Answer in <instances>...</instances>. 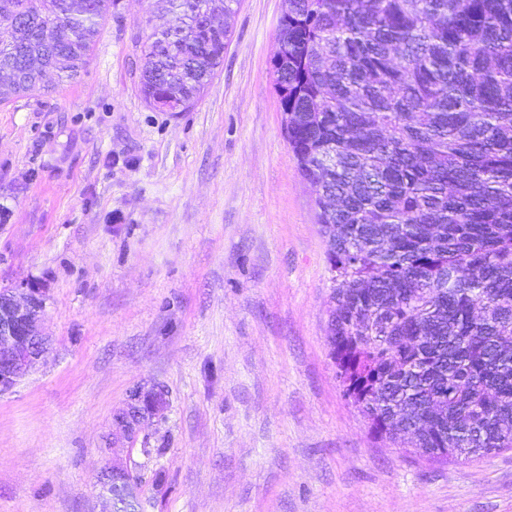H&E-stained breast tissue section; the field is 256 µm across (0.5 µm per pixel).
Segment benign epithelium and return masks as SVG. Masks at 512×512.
Returning <instances> with one entry per match:
<instances>
[{"mask_svg": "<svg viewBox=\"0 0 512 512\" xmlns=\"http://www.w3.org/2000/svg\"><path fill=\"white\" fill-rule=\"evenodd\" d=\"M44 308L38 288L0 291V392L11 390L45 351V339L38 334V322ZM143 390L129 393L124 408L113 415L116 430L112 447L123 448L126 455L112 460V479L124 484L128 493H136L133 476L138 464L133 451L146 420L161 414L158 408L145 415L140 411Z\"/></svg>", "mask_w": 512, "mask_h": 512, "instance_id": "7a95c632", "label": "benign epithelium"}]
</instances>
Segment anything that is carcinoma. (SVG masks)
<instances>
[{"mask_svg":"<svg viewBox=\"0 0 512 512\" xmlns=\"http://www.w3.org/2000/svg\"><path fill=\"white\" fill-rule=\"evenodd\" d=\"M116 0H0V102L77 78ZM213 0H156L147 102L224 61ZM275 88L320 190L343 394L410 448L512 450V0H288Z\"/></svg>","mask_w":512,"mask_h":512,"instance_id":"1","label":"carcinoma"}]
</instances>
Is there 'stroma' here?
Masks as SVG:
<instances>
[{
	"instance_id": "35a3bbf8",
	"label": "stroma",
	"mask_w": 512,
	"mask_h": 512,
	"mask_svg": "<svg viewBox=\"0 0 512 512\" xmlns=\"http://www.w3.org/2000/svg\"><path fill=\"white\" fill-rule=\"evenodd\" d=\"M285 9L240 0L186 112L141 90L154 0H117L75 82L0 103V290H43L48 340L0 395V512H110L112 416L153 386L143 512H512V451L426 460L339 388L318 191L273 75Z\"/></svg>"
}]
</instances>
